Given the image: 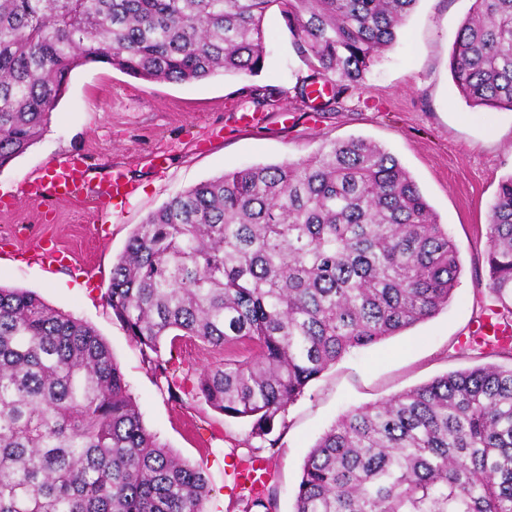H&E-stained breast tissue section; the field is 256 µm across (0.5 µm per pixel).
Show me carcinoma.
Returning <instances> with one entry per match:
<instances>
[{
    "mask_svg": "<svg viewBox=\"0 0 512 512\" xmlns=\"http://www.w3.org/2000/svg\"><path fill=\"white\" fill-rule=\"evenodd\" d=\"M419 0H0V167L40 137L71 71L146 81L256 76L264 15L340 99ZM471 107L512 111V0H474L449 63ZM487 287L512 315V174L485 233ZM462 263L409 171L362 137L228 172L136 225L107 304L145 356L188 337L224 350L197 391L268 434L355 348L434 317ZM208 480L142 422L89 325L0 286V512H203ZM294 512H512V367L455 371L344 412L302 467Z\"/></svg>",
    "mask_w": 512,
    "mask_h": 512,
    "instance_id": "carcinoma-1",
    "label": "carcinoma"
}]
</instances>
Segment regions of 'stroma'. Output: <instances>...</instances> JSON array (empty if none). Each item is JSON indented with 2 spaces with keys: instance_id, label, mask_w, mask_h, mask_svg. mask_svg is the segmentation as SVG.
<instances>
[{
  "instance_id": "stroma-1",
  "label": "stroma",
  "mask_w": 512,
  "mask_h": 512,
  "mask_svg": "<svg viewBox=\"0 0 512 512\" xmlns=\"http://www.w3.org/2000/svg\"><path fill=\"white\" fill-rule=\"evenodd\" d=\"M473 0H420L400 36L365 73L351 97L310 117L298 96L312 73L287 20L271 7L266 64L257 76L192 83L143 81L104 63L75 68L41 136L0 167V285L38 293L51 307L92 326L121 367L144 426L211 489L204 512H293L304 459L345 410L374 403L449 372L512 359L468 346L469 332L494 298L487 288L485 228L499 182L512 174V112L467 105L449 60ZM264 122L239 128L237 112ZM364 137L410 172L462 262L460 282L434 318L346 354L279 415L265 436L250 421L211 408L199 376L222 363L201 342L163 341L155 369L107 304L112 266L137 224L175 194L253 164L297 161L323 144ZM81 157L98 182L121 167L135 188L116 216L95 214L89 197L45 205L22 199L24 182L48 181L56 162ZM63 254L40 260L31 243ZM266 460L263 506L232 490L231 465Z\"/></svg>"
}]
</instances>
